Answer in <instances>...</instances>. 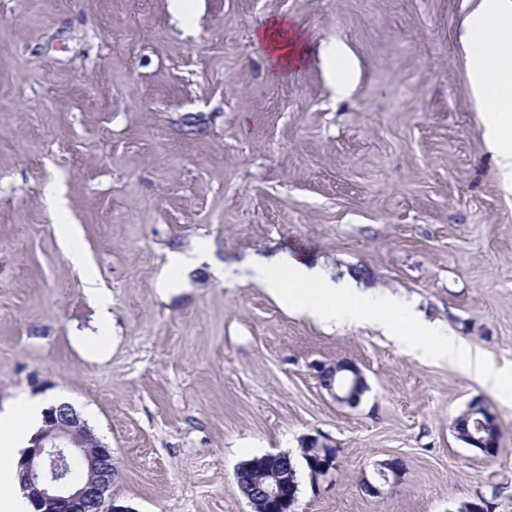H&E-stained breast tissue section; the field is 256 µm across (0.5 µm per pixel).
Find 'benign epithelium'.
<instances>
[{"mask_svg": "<svg viewBox=\"0 0 512 512\" xmlns=\"http://www.w3.org/2000/svg\"><path fill=\"white\" fill-rule=\"evenodd\" d=\"M317 375L337 403L352 408L360 403L366 380L352 363H323ZM472 404L463 421L451 423V431L468 447L492 456L501 437L497 415L479 399ZM305 445L313 452L309 476L315 485L338 467L336 445L318 437L305 439ZM74 455L82 458V474L76 479L69 471V458ZM18 470L31 512H133L112 495L119 472L112 448L67 402L46 409L44 426L25 451ZM404 472L398 459L383 461L372 477L361 476L360 491L367 497H380L401 482ZM234 479L250 512H297L299 484L294 465L285 454L268 453L244 463L235 470Z\"/></svg>", "mask_w": 512, "mask_h": 512, "instance_id": "obj_1", "label": "benign epithelium"}]
</instances>
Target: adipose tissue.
<instances>
[{
	"instance_id": "adipose-tissue-1",
	"label": "adipose tissue",
	"mask_w": 512,
	"mask_h": 512,
	"mask_svg": "<svg viewBox=\"0 0 512 512\" xmlns=\"http://www.w3.org/2000/svg\"><path fill=\"white\" fill-rule=\"evenodd\" d=\"M255 39L266 51L270 70L276 72L306 64L317 51L293 23L281 17L266 20ZM460 42L484 140L502 184L512 188V0H476ZM317 52L329 63H340V70L330 73V85L337 96H346L355 71L345 49L333 45ZM45 409L41 398L22 395L0 412V441L11 450L10 457H0V512L28 510L17 480V464L41 427Z\"/></svg>"
}]
</instances>
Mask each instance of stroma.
Returning a JSON list of instances; mask_svg holds the SVG:
<instances>
[{"mask_svg":"<svg viewBox=\"0 0 512 512\" xmlns=\"http://www.w3.org/2000/svg\"><path fill=\"white\" fill-rule=\"evenodd\" d=\"M474 0H0V410L72 404L119 463L134 512H249L239 463L336 445L299 512H512V403L372 327L288 313L252 276L300 261L397 295L512 366V189L493 170L458 43ZM297 22L357 66L345 98L319 57L277 75L254 40ZM58 194L63 211L51 205ZM77 225L88 268L61 227ZM210 244L173 277L166 256ZM222 268L215 277L213 268ZM112 300L105 353L76 343ZM345 359L368 390L340 405L314 370ZM475 399L498 452L450 424ZM406 472L378 498L362 473ZM303 442L313 452L309 476L312 484L315 485L321 479L329 476L338 467L336 445L318 437H309L303 440Z\"/></svg>","mask_w":512,"mask_h":512,"instance_id":"35a3bbf8","label":"stroma"}]
</instances>
